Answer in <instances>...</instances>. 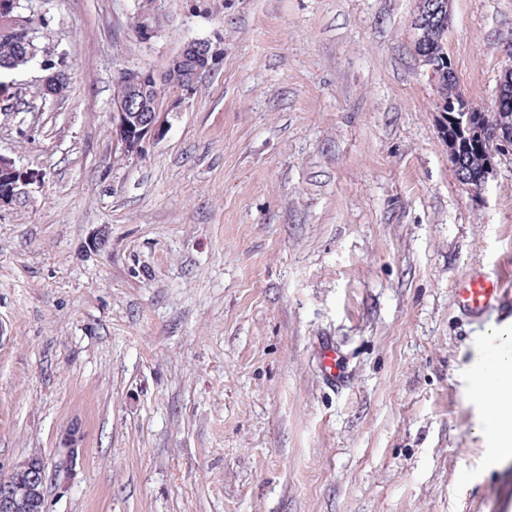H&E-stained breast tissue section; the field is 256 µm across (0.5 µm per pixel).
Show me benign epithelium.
Masks as SVG:
<instances>
[{"mask_svg": "<svg viewBox=\"0 0 512 512\" xmlns=\"http://www.w3.org/2000/svg\"><path fill=\"white\" fill-rule=\"evenodd\" d=\"M425 7L421 0L412 19L416 43L427 39L421 22ZM30 9V0H0V32L29 47L30 58L42 59L41 67L47 74L41 81L45 92L55 97L65 70L47 58V47L42 45V37L26 15ZM137 12L141 16L138 37L145 41L155 38L159 32L158 0H152L151 8H139ZM221 55V49L212 47L210 42L191 40L170 58L161 74L142 69L121 71L120 79L129 87L130 97L124 103L113 104L111 133L112 141L124 156L141 155L147 144L162 136L168 116L181 111L185 97L195 89L200 76L218 64ZM510 89L512 61L500 70L493 105L478 108L461 93L446 100L438 98V129L451 163L457 164L459 155L469 145L483 146L478 180L462 183L474 197L494 177L498 163L512 156V115L497 108L499 99ZM23 180L15 161L0 155V207L13 202ZM82 442L81 424L75 421L62 435L53 466H48L38 454L17 463L8 477L0 481V512H47V482L51 478L69 479L81 456Z\"/></svg>", "mask_w": 512, "mask_h": 512, "instance_id": "1", "label": "benign epithelium"}]
</instances>
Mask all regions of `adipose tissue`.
<instances>
[{
  "label": "adipose tissue",
  "instance_id": "1",
  "mask_svg": "<svg viewBox=\"0 0 512 512\" xmlns=\"http://www.w3.org/2000/svg\"><path fill=\"white\" fill-rule=\"evenodd\" d=\"M500 340L485 339L474 360L473 375L481 387L492 388L497 400L493 409L506 430L496 436L502 456H512V325L503 327Z\"/></svg>",
  "mask_w": 512,
  "mask_h": 512
}]
</instances>
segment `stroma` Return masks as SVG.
Masks as SVG:
<instances>
[{"mask_svg": "<svg viewBox=\"0 0 512 512\" xmlns=\"http://www.w3.org/2000/svg\"><path fill=\"white\" fill-rule=\"evenodd\" d=\"M416 6L161 0L144 42L137 0H49L66 93L37 94V63L0 75V154L25 175L0 208V475L53 463L76 419L48 512H503L512 458L460 381L503 313L462 317L454 286L512 280V158L479 197L460 185ZM194 39L219 65L124 158L120 72ZM445 47L491 105L512 0H453ZM321 373L323 380L331 386H340L346 377L342 356L332 345L321 349Z\"/></svg>", "mask_w": 512, "mask_h": 512, "instance_id": "35a3bbf8", "label": "stroma"}]
</instances>
